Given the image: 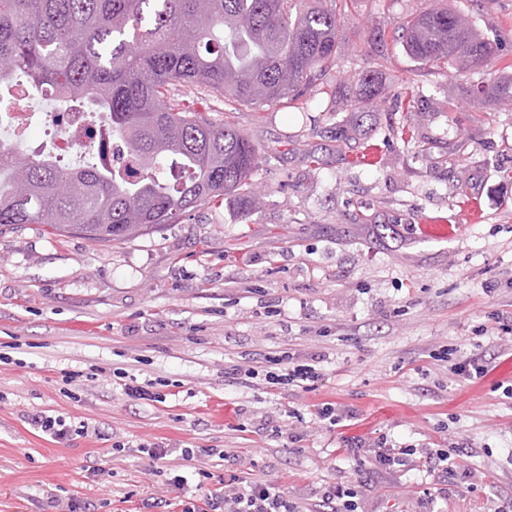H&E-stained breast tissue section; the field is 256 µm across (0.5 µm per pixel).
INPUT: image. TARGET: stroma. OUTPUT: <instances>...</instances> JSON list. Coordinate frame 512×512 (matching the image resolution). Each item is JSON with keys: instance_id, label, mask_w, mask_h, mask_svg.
I'll use <instances>...</instances> for the list:
<instances>
[{"instance_id": "stroma-1", "label": "stroma", "mask_w": 512, "mask_h": 512, "mask_svg": "<svg viewBox=\"0 0 512 512\" xmlns=\"http://www.w3.org/2000/svg\"><path fill=\"white\" fill-rule=\"evenodd\" d=\"M431 4L465 15L498 62L456 73L411 59L390 35ZM338 24L306 111L216 94L199 106L260 150L249 217L201 206L110 243L0 226V512H55V495L88 512H149L153 497L181 512L201 469L208 490L235 473L300 512L337 485L356 487L358 512H512V101L486 92L512 79V0H351ZM381 31L383 62L369 47ZM375 67L382 93L354 124L330 89ZM408 82L422 101L407 104ZM474 201L481 221L460 224ZM427 217L454 234L425 237ZM451 349L490 372L451 373ZM285 352L320 358L311 390L266 383ZM131 382L157 400L128 396ZM326 402L343 426L320 419ZM39 411L90 431L55 442L27 423ZM381 436L450 461L377 470ZM142 442L198 450L187 485L153 475Z\"/></svg>"}]
</instances>
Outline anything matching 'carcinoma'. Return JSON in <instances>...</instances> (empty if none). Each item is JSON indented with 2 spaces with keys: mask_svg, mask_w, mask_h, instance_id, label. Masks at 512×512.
I'll list each match as a JSON object with an SVG mask.
<instances>
[{
  "mask_svg": "<svg viewBox=\"0 0 512 512\" xmlns=\"http://www.w3.org/2000/svg\"><path fill=\"white\" fill-rule=\"evenodd\" d=\"M347 0H0V114L15 87L109 113L115 161L70 169L0 153V224H44L99 243L129 239L215 200L250 213L259 148L229 123L170 101L192 87L262 110L296 105L336 61ZM394 39L422 65L459 69L495 53L447 7L401 18ZM379 72L338 83L362 122Z\"/></svg>",
  "mask_w": 512,
  "mask_h": 512,
  "instance_id": "carcinoma-1",
  "label": "carcinoma"
}]
</instances>
